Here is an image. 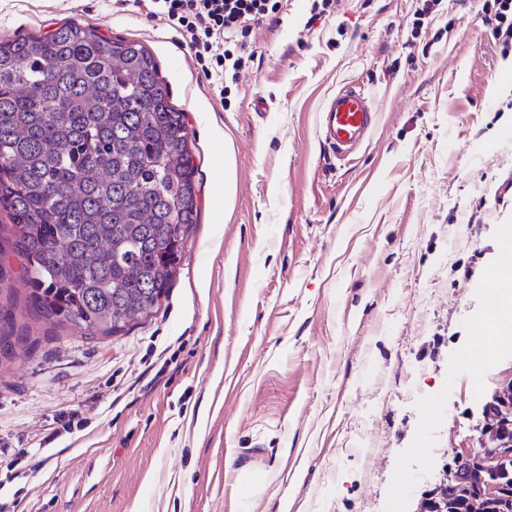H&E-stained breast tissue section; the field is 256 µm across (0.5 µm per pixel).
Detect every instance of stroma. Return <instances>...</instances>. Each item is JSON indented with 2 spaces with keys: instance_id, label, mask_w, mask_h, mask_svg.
I'll return each mask as SVG.
<instances>
[{
  "instance_id": "obj_1",
  "label": "stroma",
  "mask_w": 512,
  "mask_h": 512,
  "mask_svg": "<svg viewBox=\"0 0 512 512\" xmlns=\"http://www.w3.org/2000/svg\"><path fill=\"white\" fill-rule=\"evenodd\" d=\"M283 0L253 63L206 77L185 33L112 0H0V41L66 22L140 43L185 112L199 219L167 296L104 336L42 316L0 212V504L22 512H419L512 348L471 379L484 284L512 235V44L482 0ZM358 83L351 159L320 109ZM86 423L49 446L60 413ZM37 477H30L32 461ZM412 476L411 490L396 485ZM320 112L321 138L338 156H346L364 143L376 124L374 100L357 84L328 97Z\"/></svg>"
}]
</instances>
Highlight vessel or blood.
Masks as SVG:
<instances>
[{"mask_svg": "<svg viewBox=\"0 0 512 512\" xmlns=\"http://www.w3.org/2000/svg\"><path fill=\"white\" fill-rule=\"evenodd\" d=\"M376 124L375 103L364 87L351 84L325 101L320 116V134L325 145L345 156L364 143ZM501 275L492 272L486 280L483 326H491L497 309Z\"/></svg>", "mask_w": 512, "mask_h": 512, "instance_id": "1", "label": "vessel or blood"}]
</instances>
